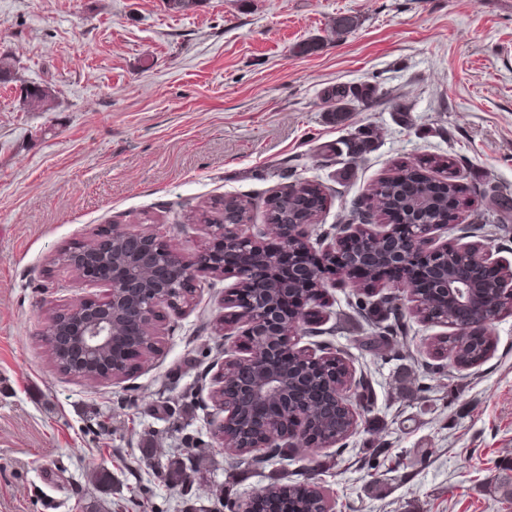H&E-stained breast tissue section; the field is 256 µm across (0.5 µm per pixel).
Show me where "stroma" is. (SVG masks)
<instances>
[{"instance_id":"1","label":"stroma","mask_w":512,"mask_h":512,"mask_svg":"<svg viewBox=\"0 0 512 512\" xmlns=\"http://www.w3.org/2000/svg\"><path fill=\"white\" fill-rule=\"evenodd\" d=\"M342 15L359 26L339 36ZM0 58L16 73L0 84V512H215L306 476L333 512H512L500 485L512 316L461 368L431 349L450 326L420 322L404 299L402 333L365 350L368 312L331 289L304 342L352 364L368 413L340 444L237 470L209 397L227 280H198L158 356L115 384L59 374L42 336L51 307L105 293L51 266L62 246L118 225L188 256L206 236L192 212L244 196L262 226L266 199L299 178L325 187L312 239L326 242L391 165L426 154L452 158L474 201L447 240L512 263V0H197L183 13L166 0H0ZM31 81L55 90L53 109L26 108ZM362 81L388 98L336 122L323 90ZM367 125L370 152L324 156ZM174 461L183 482L167 480Z\"/></svg>"}]
</instances>
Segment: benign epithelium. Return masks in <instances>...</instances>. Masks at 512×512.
I'll list each match as a JSON object with an SVG mask.
<instances>
[{
  "instance_id": "1",
  "label": "benign epithelium",
  "mask_w": 512,
  "mask_h": 512,
  "mask_svg": "<svg viewBox=\"0 0 512 512\" xmlns=\"http://www.w3.org/2000/svg\"><path fill=\"white\" fill-rule=\"evenodd\" d=\"M411 246L398 243L394 226L371 230L372 246L360 253L353 267L339 281L329 280L333 288H351L363 270L380 262L398 265L407 274L387 282V287L406 288L409 298H417V289L425 282L439 283L447 292L448 303L460 308L474 288L465 276L443 269L431 261L448 242H439L446 224H422ZM211 245L224 249L233 241L254 250H263L277 262L291 255L296 239L310 237V225L269 224L252 230L249 224L207 225ZM362 229L359 224H342L338 233L316 254V264H288V280L283 281L270 265L256 269L247 263L224 267V278L234 279L223 300L224 359L215 363L210 397L224 417L215 422L219 447H224L222 430L229 419L238 424L235 445L241 448L311 447L309 425L336 418V409H350V391L336 383H322L309 370L295 365V360L336 355L327 346L314 351L301 345L303 332L282 335L297 316L288 315L282 295L293 285L315 284L325 287L328 259ZM469 258L473 269L495 274L479 287L512 300V267L493 257L488 247L456 245ZM65 264L78 271L85 281L107 287L106 298L86 297L59 309L62 319L46 320L45 346L54 356L60 352L67 362L57 368L61 374L97 385L114 383L125 377L107 365L105 358L112 340L130 330L137 331L140 347L153 351L140 360L145 364L160 351L165 335L164 311L179 314L187 309L178 295L193 297L192 283L205 276L190 258L176 253L168 242L155 233L119 228L101 241H92L78 258ZM278 409L296 423L291 430L278 425L258 428L256 413Z\"/></svg>"
}]
</instances>
